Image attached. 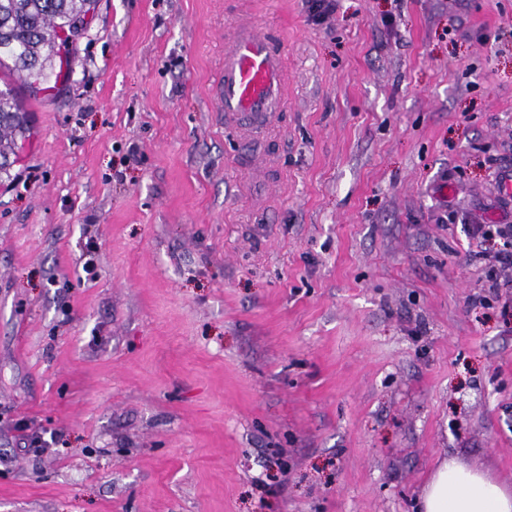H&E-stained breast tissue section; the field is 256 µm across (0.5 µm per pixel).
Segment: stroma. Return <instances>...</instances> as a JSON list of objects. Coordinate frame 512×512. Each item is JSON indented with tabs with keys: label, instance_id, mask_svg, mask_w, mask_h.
<instances>
[{
	"label": "stroma",
	"instance_id": "obj_1",
	"mask_svg": "<svg viewBox=\"0 0 512 512\" xmlns=\"http://www.w3.org/2000/svg\"><path fill=\"white\" fill-rule=\"evenodd\" d=\"M248 15L288 47L251 141L216 92ZM69 69L0 178V512H418L451 458L512 488L471 237L512 225V0H96Z\"/></svg>",
	"mask_w": 512,
	"mask_h": 512
}]
</instances>
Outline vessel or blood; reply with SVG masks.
Instances as JSON below:
<instances>
[{"instance_id":"obj_1","label":"vessel or blood","mask_w":512,"mask_h":512,"mask_svg":"<svg viewBox=\"0 0 512 512\" xmlns=\"http://www.w3.org/2000/svg\"><path fill=\"white\" fill-rule=\"evenodd\" d=\"M285 46L261 33L255 23L240 24L224 48L219 95L224 122L263 135L285 101Z\"/></svg>"}]
</instances>
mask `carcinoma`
Returning <instances> with one entry per match:
<instances>
[{
	"label": "carcinoma",
	"mask_w": 512,
	"mask_h": 512,
	"mask_svg": "<svg viewBox=\"0 0 512 512\" xmlns=\"http://www.w3.org/2000/svg\"><path fill=\"white\" fill-rule=\"evenodd\" d=\"M95 0H0V69L10 81L0 88V165L15 154L28 119L24 89L44 90L55 66L68 64L67 48L85 29Z\"/></svg>",
	"instance_id": "cac0c4a2"
}]
</instances>
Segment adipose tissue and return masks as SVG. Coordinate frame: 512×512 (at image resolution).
<instances>
[{"label":"adipose tissue","instance_id":"1","mask_svg":"<svg viewBox=\"0 0 512 512\" xmlns=\"http://www.w3.org/2000/svg\"><path fill=\"white\" fill-rule=\"evenodd\" d=\"M420 512H512V492L482 471L446 461L423 487Z\"/></svg>","mask_w":512,"mask_h":512}]
</instances>
